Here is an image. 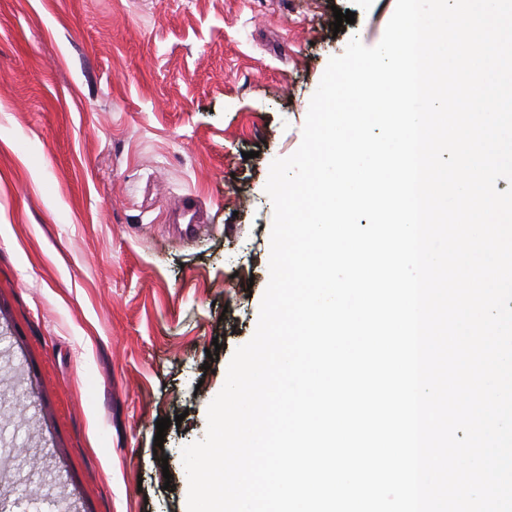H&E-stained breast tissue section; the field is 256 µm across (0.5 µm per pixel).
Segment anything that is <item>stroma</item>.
Here are the masks:
<instances>
[{
  "label": "stroma",
  "instance_id": "stroma-1",
  "mask_svg": "<svg viewBox=\"0 0 512 512\" xmlns=\"http://www.w3.org/2000/svg\"><path fill=\"white\" fill-rule=\"evenodd\" d=\"M395 5L0 0V349L29 422L0 416V460L24 458L0 483L47 468L13 512L60 491L78 512H187L182 451L270 280V165L330 58L376 46ZM337 8L354 23L333 29Z\"/></svg>",
  "mask_w": 512,
  "mask_h": 512
}]
</instances>
